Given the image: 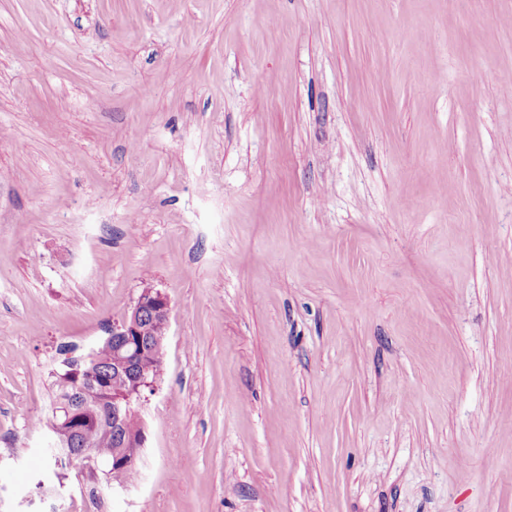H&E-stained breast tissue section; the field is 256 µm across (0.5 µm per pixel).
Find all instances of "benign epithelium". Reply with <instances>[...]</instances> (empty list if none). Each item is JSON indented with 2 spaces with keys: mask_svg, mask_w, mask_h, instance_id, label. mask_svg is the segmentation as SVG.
<instances>
[{
  "mask_svg": "<svg viewBox=\"0 0 512 512\" xmlns=\"http://www.w3.org/2000/svg\"><path fill=\"white\" fill-rule=\"evenodd\" d=\"M160 323L169 328L170 306L167 297L153 288L144 289L123 319L112 324L108 330L104 344L112 346V382L124 386V405H112V427L98 428L100 438L109 440L119 435L125 420L140 415L139 407L145 393L154 390L161 372L162 362L156 360L154 351L163 346L164 336L143 337L142 324L146 319ZM61 414V421L54 430L55 444L66 448L75 441L77 428L73 425L75 413L67 405L56 409ZM130 459H119L112 465L102 466L99 456L92 451L80 455L77 467L86 472L104 476H112V480L120 479V474Z\"/></svg>",
  "mask_w": 512,
  "mask_h": 512,
  "instance_id": "obj_1",
  "label": "benign epithelium"
}]
</instances>
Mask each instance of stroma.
I'll list each match as a JSON object with an SVG mask.
<instances>
[{"label":"stroma","instance_id":"35a3bbf8","mask_svg":"<svg viewBox=\"0 0 512 512\" xmlns=\"http://www.w3.org/2000/svg\"><path fill=\"white\" fill-rule=\"evenodd\" d=\"M509 76L512 0H0V512H512ZM146 288L139 477L57 479Z\"/></svg>","mask_w":512,"mask_h":512}]
</instances>
